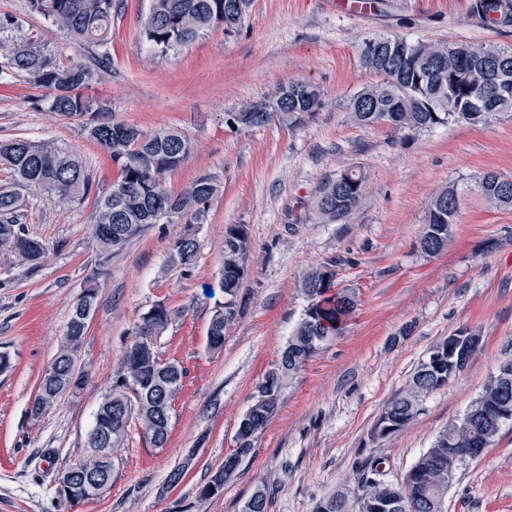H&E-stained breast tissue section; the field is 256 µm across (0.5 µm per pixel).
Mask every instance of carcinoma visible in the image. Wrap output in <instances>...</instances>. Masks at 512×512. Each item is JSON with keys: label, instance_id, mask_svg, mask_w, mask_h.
Instances as JSON below:
<instances>
[{"label": "carcinoma", "instance_id": "obj_1", "mask_svg": "<svg viewBox=\"0 0 512 512\" xmlns=\"http://www.w3.org/2000/svg\"><path fill=\"white\" fill-rule=\"evenodd\" d=\"M30 10L50 20L78 47H101L97 68L110 63L107 47L112 43V11L115 0H28ZM251 0H151L142 34L153 49L165 54L186 47L203 32L221 27L224 33L239 31ZM501 11V0L473 3L474 17L495 26L491 14ZM0 57L9 70L25 75L29 82L47 91L49 110L67 118L85 120L89 138L106 151L118 171L110 187L94 199L92 241L103 259L123 251L128 243L154 224L180 218L188 224L200 223L221 185L209 174L198 175L182 192L172 194L166 177L179 168L193 152L191 140L180 130L167 128L147 133L137 127L106 121L102 107L82 94L95 79L96 68L77 62L64 66L37 36L23 32L16 16L0 14ZM360 62L378 81L359 90L348 102L352 119L360 125L388 123L395 128L424 132L452 121L486 124L496 113L512 112V51L469 42H426L406 37L374 36L362 42ZM326 106L322 89L309 81L281 86L268 99L241 108L250 128L276 122L288 129L304 126ZM13 171V185L0 187V251L20 255L34 269L40 263L42 244L28 236L26 214L18 186L34 185L68 206L88 196L92 182L81 161L73 153L47 142L13 139L0 142V163ZM369 175L360 166L347 167L323 183L316 204L317 219L324 224H344L366 202ZM477 191L492 207L512 209V188L505 190L499 174L484 172L474 178ZM460 206L458 185L440 190L430 201L421 252L429 257L441 254L452 237ZM252 250L244 224H232L224 233L222 287L227 301L216 311L207 330L208 347L219 352L224 333L237 316L236 298L248 273ZM199 243L185 232L171 248L173 263L189 272L195 267ZM99 273H93L73 306L62 345L42 374L31 405V414L40 415L66 392L82 388L87 374L75 372L76 356L87 334L89 322L80 309L98 307ZM307 306L283 349L278 363L268 371L258 387V396L241 418L237 451L226 457L198 489V498L211 497L214 484H224L238 470L254 440L275 416L280 396L293 378L323 344L338 336L356 307L355 294L337 288L336 270L328 263L310 270L304 279ZM171 323L170 310L156 304L135 324L136 339L112 375V388L104 396L85 440L82 466L72 463L58 482V507H71L90 498L87 487L96 480L112 485V449L128 437L131 425L144 429L154 448L166 447L172 421L170 400L183 387L187 370L180 364L162 363L156 351L157 339ZM448 384V363L436 367L425 358L410 383L389 401L374 429L386 438L412 423L420 414L423 397ZM512 406V379L492 377L482 393L462 416L448 424L424 451L403 480L384 479L382 461L362 462L358 490L350 498L333 494L316 504L314 512H447L448 476L461 465L460 456L479 457L486 445L495 441L503 423L497 408ZM107 449L104 458L90 451ZM266 487L258 486L242 512H268Z\"/></svg>", "mask_w": 512, "mask_h": 512}]
</instances>
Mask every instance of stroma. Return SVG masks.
<instances>
[{"label": "stroma", "mask_w": 512, "mask_h": 512, "mask_svg": "<svg viewBox=\"0 0 512 512\" xmlns=\"http://www.w3.org/2000/svg\"><path fill=\"white\" fill-rule=\"evenodd\" d=\"M115 2L112 61L86 96L105 106L109 120L147 132L176 128L191 139L193 155L167 177L172 193L202 173L214 176L222 191L202 223L154 225L104 263L91 241L92 200L62 207L37 188H22L26 228L47 255L32 270L0 253L6 282L0 351L11 358L0 372V512H58L60 473L84 454L134 325L158 303L172 321L157 350L187 370L168 444L151 447L142 427L132 426L113 454L111 488L67 512H242L261 485L271 496L268 512H313L330 494H354L356 465L369 456L386 457L387 479L401 480L512 360V211L489 208L468 189L482 172L512 177V114L426 132L357 124L346 105L376 80L362 68L359 46L385 35L510 50L512 27L480 24L471 14L473 0H379V7L356 14L339 0H252L239 33L212 28L160 55L142 38L150 0ZM0 12L16 15L60 64L89 62L87 49L32 13L28 0H0ZM297 80L312 81L325 94V108L308 126L225 123V113ZM41 97L21 74L0 82V141L54 143L80 157L93 192L107 189L116 175L109 155L88 138L81 120L51 112ZM349 165L370 174L366 205L348 223H318L320 186ZM452 183L464 190L458 222L447 249L432 258L419 248L427 208ZM231 224L247 226L252 251L238 314L223 349L213 352L206 336L225 301L220 270ZM187 230L200 245L188 273L172 263L170 251ZM331 261L338 286L356 292L354 312L341 334L290 379L275 417L223 492L198 500L199 486L235 451L238 424L304 312L306 273ZM98 266L99 309L77 354L89 380L32 415L40 377ZM461 327L482 338L467 367L424 396L407 428L373 438L382 409L407 388L430 347ZM179 466L186 475L169 486L167 476ZM447 512H512V422L457 470Z\"/></svg>", "instance_id": "obj_1"}]
</instances>
